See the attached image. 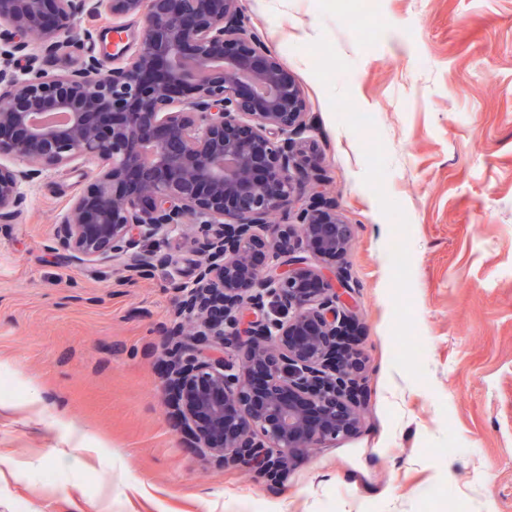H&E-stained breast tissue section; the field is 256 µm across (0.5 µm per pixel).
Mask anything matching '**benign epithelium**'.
Instances as JSON below:
<instances>
[{
	"label": "benign epithelium",
	"mask_w": 512,
	"mask_h": 512,
	"mask_svg": "<svg viewBox=\"0 0 512 512\" xmlns=\"http://www.w3.org/2000/svg\"><path fill=\"white\" fill-rule=\"evenodd\" d=\"M103 8L122 43L106 73L93 52L70 55L76 17ZM19 55L70 65L20 78ZM306 115L238 0H0V223L24 211L23 184L93 159L55 233L76 263L143 277L166 256L140 243L196 225L161 391L195 455L273 480L354 431L364 406L351 276L336 267L351 229L304 192L321 180L300 148Z\"/></svg>",
	"instance_id": "7a95c632"
}]
</instances>
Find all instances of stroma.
Segmentation results:
<instances>
[{
  "mask_svg": "<svg viewBox=\"0 0 512 512\" xmlns=\"http://www.w3.org/2000/svg\"><path fill=\"white\" fill-rule=\"evenodd\" d=\"M373 2L363 27V0H240L351 226L360 427L274 481L184 448L160 341L196 227L132 285L75 264L53 236L88 160L0 224V512H512V0Z\"/></svg>",
  "mask_w": 512,
  "mask_h": 512,
  "instance_id": "stroma-1",
  "label": "stroma"
}]
</instances>
